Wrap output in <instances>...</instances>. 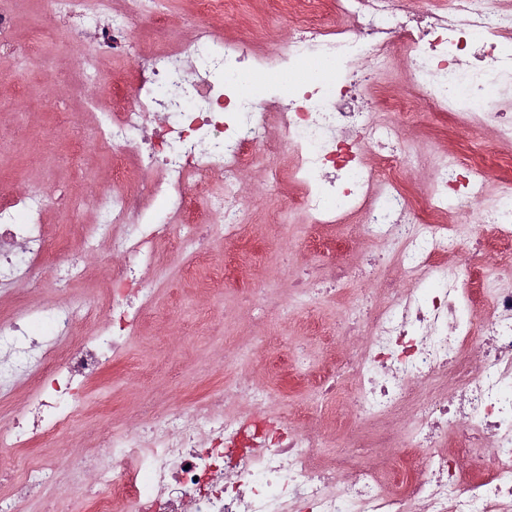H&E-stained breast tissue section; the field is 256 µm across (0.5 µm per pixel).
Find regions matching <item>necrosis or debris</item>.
<instances>
[{
  "label": "necrosis or debris",
  "instance_id": "obj_1",
  "mask_svg": "<svg viewBox=\"0 0 512 512\" xmlns=\"http://www.w3.org/2000/svg\"><path fill=\"white\" fill-rule=\"evenodd\" d=\"M303 2L288 37L269 35L257 54L248 40L225 41L211 23L225 0H195L187 35H172L157 51L136 34L141 25L160 28V13L144 15L142 0H124L117 15L112 0H46L40 33L62 23L88 44L74 86L99 85L112 55L134 65L123 82L129 107L82 102L94 124L75 144L92 140L124 184L97 187L98 220L60 275L93 276L86 258L105 239L120 257L110 266L116 285L134 266L156 264L158 241L177 227L197 256L216 233L241 240L242 173L261 156L268 181L279 183L274 159L290 152L309 224L339 228L356 215L366 241L356 263L304 268L289 283L291 297L335 294L342 280L369 269L380 295L371 315L342 318L326 334L343 357L318 391L353 377L349 408L330 419L309 412L292 426L267 416L265 389L231 379L192 417L138 419L134 429L98 440L95 451H79L68 467L43 459L0 501V512H27L33 487L70 489L71 469L95 476L77 492L86 512H512V288L484 276L490 269L512 278V181L498 176L492 152L469 164L444 154L410 196L400 172L415 148L401 143L394 121L409 99H390L394 117L380 121L367 88L346 76L366 59L406 57L408 81L428 111L454 113L512 142V113L496 103L512 87V9L501 0H454L449 10L405 0ZM13 5L0 0V57L45 68L42 56L15 41ZM264 72L272 80L246 94L244 78ZM157 112L164 123L144 133V117ZM196 181L217 183L206 209L219 225L189 223L185 190ZM158 200L168 210L163 222ZM49 203L38 188L0 187L1 288L21 280L40 287ZM451 211L477 213L480 229L462 235L445 220ZM153 294L148 282L132 298L112 293L109 318L88 333L80 301L22 308L1 323L0 398L21 377L32 389L27 410L0 423V446L27 448L68 432L81 395L123 353ZM326 421L349 449L329 465L316 431ZM366 446L377 453L365 464L355 451ZM462 457L472 471H461Z\"/></svg>",
  "mask_w": 512,
  "mask_h": 512
}]
</instances>
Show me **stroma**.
<instances>
[{"label": "stroma", "mask_w": 512, "mask_h": 512, "mask_svg": "<svg viewBox=\"0 0 512 512\" xmlns=\"http://www.w3.org/2000/svg\"><path fill=\"white\" fill-rule=\"evenodd\" d=\"M283 15L273 0H232L215 24L225 38L247 37L260 45ZM40 54L52 58L51 68L28 72L19 84L0 82V183L17 191L37 185L52 197L80 196L109 180L112 172L92 144L74 147L70 128L59 124L64 107L72 120L85 126L91 123L81 110V91L65 81L79 51L62 35L42 42ZM401 129L430 136L429 142L419 144L418 157L404 174L410 184L424 179L442 152L464 159L471 149L486 146L488 138L484 129H462L448 115L410 112L403 116ZM277 163L284 176L278 186L267 185L257 169L244 174L251 203L243 241L228 243L223 236L214 237L205 263L184 252L176 240L160 244V266L139 271L141 278L158 285L146 326L130 338L120 362L88 389L71 433L36 448L0 447V465L14 480H21L41 458L65 461L75 435L124 431L130 425L129 414L148 394L161 407L189 414L203 394L219 390L225 380L247 375L268 390L277 409L296 415L311 407L331 413L348 400L352 389L347 383L324 399L315 385L291 388L283 381L287 364L279 355L281 346L304 339L306 365L311 373H319L329 352L316 337L305 336L304 323L313 318L323 326H335L346 311L357 307L368 282L363 278L344 282L332 301L288 299V261L320 258L324 252L316 248L312 229L292 203L301 188L290 178L287 155H280ZM227 265L268 287L276 307L262 330L251 328L250 312L238 303L240 284L228 280L219 292H198L196 281L214 279Z\"/></svg>", "instance_id": "35a3bbf8"}]
</instances>
